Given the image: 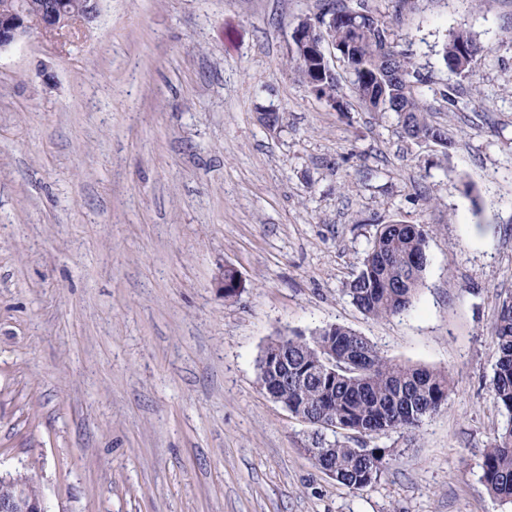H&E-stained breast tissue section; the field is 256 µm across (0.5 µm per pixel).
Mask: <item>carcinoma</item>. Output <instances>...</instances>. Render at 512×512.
<instances>
[{"mask_svg":"<svg viewBox=\"0 0 512 512\" xmlns=\"http://www.w3.org/2000/svg\"><path fill=\"white\" fill-rule=\"evenodd\" d=\"M336 25L328 37L348 48L339 60L351 77V91L371 112H394L412 138L431 141L443 154L453 141L434 125L420 104L409 80L410 62L396 49L390 33L378 17H351ZM483 53V47L466 29L451 32L442 50L448 74L466 78ZM422 226L383 224L357 277L349 284L351 303L372 318H386L408 311L416 300L427 264L412 259L427 255ZM288 345V376L278 381L288 410L300 415L315 434L332 428L373 437L390 430L412 429L423 418L437 413L448 399V375L425 367L395 363L382 355L352 329L331 324L306 336L297 333L278 340L264 351L272 357ZM362 352L365 367L359 372H331L323 359L331 351L337 357ZM493 390L499 410L509 424L484 449V483L495 497L512 502V300L502 302L494 336ZM320 470L336 468V482L350 490H362L378 479L389 464L383 448H354L346 441L309 452Z\"/></svg>","mask_w":512,"mask_h":512,"instance_id":"carcinoma-1","label":"carcinoma"}]
</instances>
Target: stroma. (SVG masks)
I'll use <instances>...</instances> for the list:
<instances>
[{"label":"stroma","mask_w":512,"mask_h":512,"mask_svg":"<svg viewBox=\"0 0 512 512\" xmlns=\"http://www.w3.org/2000/svg\"><path fill=\"white\" fill-rule=\"evenodd\" d=\"M326 1L101 0L0 51V476L36 473L47 512H512L481 468L508 423L512 0H330L385 21L446 153L368 111L333 48L339 106L299 77L292 33ZM459 28L485 48L465 79ZM398 220L427 232L423 284L373 319L345 290ZM331 324L452 381L361 439L390 461L357 491L258 380L270 342ZM483 52V47L471 32L462 28L452 31L442 50V58L449 76L468 77ZM493 390L499 410L509 423L484 449V483L495 497L512 502V300L502 302L494 336Z\"/></svg>","instance_id":"obj_1"}]
</instances>
